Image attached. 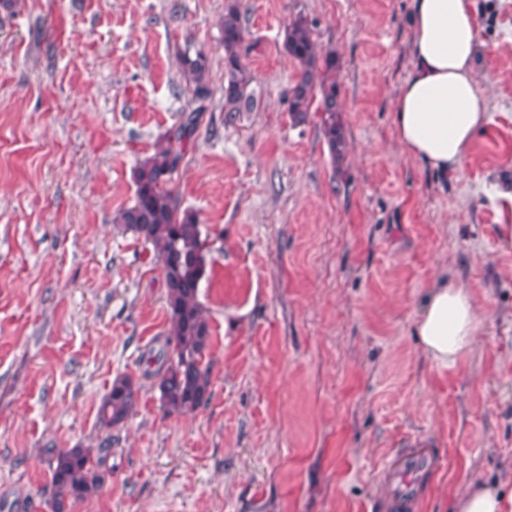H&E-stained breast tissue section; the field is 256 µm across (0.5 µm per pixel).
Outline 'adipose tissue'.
Returning a JSON list of instances; mask_svg holds the SVG:
<instances>
[{
	"label": "adipose tissue",
	"mask_w": 512,
	"mask_h": 512,
	"mask_svg": "<svg viewBox=\"0 0 512 512\" xmlns=\"http://www.w3.org/2000/svg\"><path fill=\"white\" fill-rule=\"evenodd\" d=\"M414 67L396 95L393 124L402 149L430 167L459 168L487 117L473 80L476 26L471 0H413ZM480 322L464 288L442 285L427 295L414 333L432 363L454 364L472 346ZM453 512H512L501 484L467 489Z\"/></svg>",
	"instance_id": "adipose-tissue-1"
}]
</instances>
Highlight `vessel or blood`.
<instances>
[{
	"label": "vessel or blood",
	"mask_w": 512,
	"mask_h": 512,
	"mask_svg": "<svg viewBox=\"0 0 512 512\" xmlns=\"http://www.w3.org/2000/svg\"><path fill=\"white\" fill-rule=\"evenodd\" d=\"M439 467L435 448L408 444L392 451L380 468L376 512H419L426 488Z\"/></svg>",
	"instance_id": "vessel-or-blood-1"
}]
</instances>
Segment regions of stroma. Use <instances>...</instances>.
<instances>
[{"instance_id":"1","label":"stroma","mask_w":512,"mask_h":512,"mask_svg":"<svg viewBox=\"0 0 512 512\" xmlns=\"http://www.w3.org/2000/svg\"><path fill=\"white\" fill-rule=\"evenodd\" d=\"M229 0H15L0 8V512H50L49 449L109 440L112 472L71 512H366L385 456L443 455L422 512L512 476V0H474L488 122L464 166L408 156L392 116L413 67V0H239L254 105L224 120ZM336 57L346 138L295 123L296 15ZM212 97L175 189L209 238L198 299L209 397L169 415L145 361L167 339L152 251L114 218L132 171L191 109L179 54ZM463 285L481 330L455 364L413 334L430 288ZM141 380L105 433L116 376ZM140 384L129 374L116 377L98 410L101 429H121L134 412Z\"/></svg>"}]
</instances>
